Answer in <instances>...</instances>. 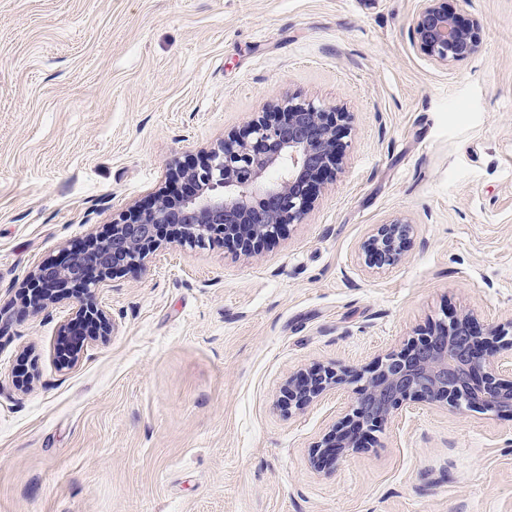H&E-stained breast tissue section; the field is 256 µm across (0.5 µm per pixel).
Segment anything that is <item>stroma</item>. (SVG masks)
Here are the masks:
<instances>
[{
    "label": "stroma",
    "mask_w": 512,
    "mask_h": 512,
    "mask_svg": "<svg viewBox=\"0 0 512 512\" xmlns=\"http://www.w3.org/2000/svg\"><path fill=\"white\" fill-rule=\"evenodd\" d=\"M419 0H0V512H512V417L419 405L313 470L351 390L284 406L292 373L373 367L448 316L512 320V0L478 54L431 63ZM295 94L348 114L302 223L245 254L162 243L98 298L109 336L62 367L77 304L22 284ZM413 225L375 275L372 225Z\"/></svg>",
    "instance_id": "stroma-1"
}]
</instances>
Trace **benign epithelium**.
Masks as SVG:
<instances>
[{
	"mask_svg": "<svg viewBox=\"0 0 512 512\" xmlns=\"http://www.w3.org/2000/svg\"><path fill=\"white\" fill-rule=\"evenodd\" d=\"M409 31L413 46L438 66L475 54L481 44L480 21L449 13L448 0H421ZM346 125L340 109L288 96L200 161L173 164L172 189L127 210L107 236L91 235L61 260L38 266L26 284L25 303L38 310L60 296L79 302L77 320L63 330L78 360L84 346L112 332L97 292L110 287L113 276L143 267L162 242L204 248L221 240L251 254L301 223L325 179L339 169ZM410 230L403 218L375 225L361 244L364 266L398 264ZM352 383L360 388L349 413L311 451L316 470L366 449L373 433L416 404L512 415V338L503 326L483 328L472 315L452 316L367 371L324 366L289 376L284 402L301 410Z\"/></svg>",
	"mask_w": 512,
	"mask_h": 512,
	"instance_id": "obj_1",
	"label": "benign epithelium"
}]
</instances>
